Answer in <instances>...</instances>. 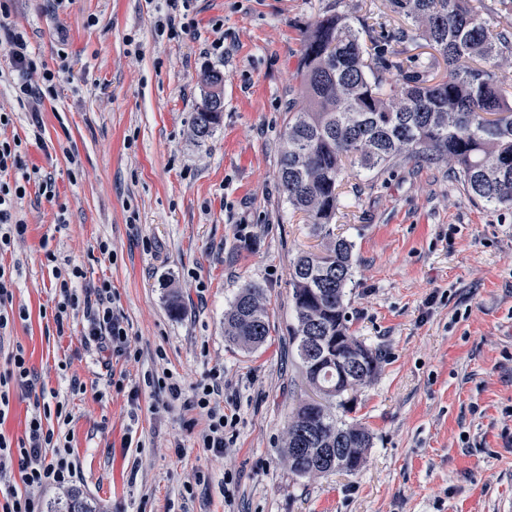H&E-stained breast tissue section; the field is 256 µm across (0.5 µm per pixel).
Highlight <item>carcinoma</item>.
Wrapping results in <instances>:
<instances>
[{
  "mask_svg": "<svg viewBox=\"0 0 512 512\" xmlns=\"http://www.w3.org/2000/svg\"><path fill=\"white\" fill-rule=\"evenodd\" d=\"M408 27L365 39L339 12H327L302 34L297 76L278 159L281 193L305 214L315 235L329 240L321 253L292 263L290 285L296 347L320 399L304 401L288 419L286 458L299 477L355 474L372 435L346 420L352 393L370 385L380 357L348 325L346 288L353 245L334 236L347 168L385 172L401 163L454 165L471 201L512 209V106L503 94L499 61L512 57V29L484 17L481 0H387ZM425 41L427 56L413 53ZM207 88L192 117L204 142L224 111V74H202ZM271 332L264 289L243 284L225 314L227 340L258 348ZM46 512H100L74 489Z\"/></svg>",
  "mask_w": 512,
  "mask_h": 512,
  "instance_id": "cac0c4a2",
  "label": "carcinoma"
}]
</instances>
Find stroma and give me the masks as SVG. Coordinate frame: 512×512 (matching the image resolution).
Wrapping results in <instances>:
<instances>
[{
  "instance_id": "1",
  "label": "stroma",
  "mask_w": 512,
  "mask_h": 512,
  "mask_svg": "<svg viewBox=\"0 0 512 512\" xmlns=\"http://www.w3.org/2000/svg\"><path fill=\"white\" fill-rule=\"evenodd\" d=\"M333 9L357 25L405 23L385 0H185L173 37L156 0L9 4L7 25L37 61L67 71L38 122L0 78V140L27 163L0 180L24 182L12 213L28 226L0 248L19 313L0 370L23 347L69 415L73 485L104 512H512V210L469 200L443 164L346 177L336 232L353 244L351 330L382 353L347 418L373 441L357 474L289 470L288 417L316 395L288 343L289 273L325 242L289 212L277 158L300 33ZM207 70L224 75V112L201 143L191 122ZM75 266L85 285L111 283L137 357L85 344L80 314L57 333L60 277ZM246 282L271 313L253 351L224 339ZM165 373L187 389L219 374L236 419L224 453L204 456L207 418L152 385Z\"/></svg>"
}]
</instances>
